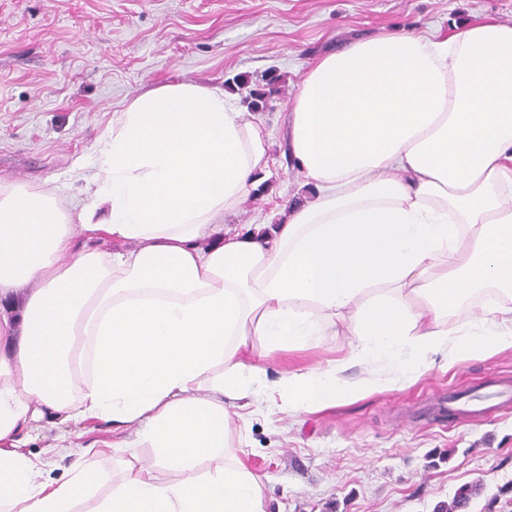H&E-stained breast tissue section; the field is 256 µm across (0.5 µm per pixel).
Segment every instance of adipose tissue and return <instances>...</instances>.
I'll list each match as a JSON object with an SVG mask.
<instances>
[{
	"label": "adipose tissue",
	"mask_w": 512,
	"mask_h": 512,
	"mask_svg": "<svg viewBox=\"0 0 512 512\" xmlns=\"http://www.w3.org/2000/svg\"><path fill=\"white\" fill-rule=\"evenodd\" d=\"M288 130L297 193L238 229L224 219L265 177L270 136L198 84L114 112L86 203L0 180V512H265L226 432L269 353L307 344L320 314L356 343L282 380L297 412L409 386L439 353L512 348V24L352 42L311 67ZM381 356L388 373L348 378ZM48 414L112 423L123 466L63 433L69 468L39 475L23 447ZM144 446L168 479L139 467ZM205 457L220 463L191 478Z\"/></svg>",
	"instance_id": "1"
}]
</instances>
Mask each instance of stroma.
I'll use <instances>...</instances> for the list:
<instances>
[{
  "label": "stroma",
  "instance_id": "35a3bbf8",
  "mask_svg": "<svg viewBox=\"0 0 512 512\" xmlns=\"http://www.w3.org/2000/svg\"><path fill=\"white\" fill-rule=\"evenodd\" d=\"M512 24V0H0V178L85 197L97 168L91 147L122 101L190 82L235 94L271 138L269 172L225 219L259 224L287 203L301 177L286 116L316 60L383 31L452 33L477 17ZM303 348L267 359V386L250 397L227 437L265 483L266 512H436L478 486L468 512H512V404L480 420L431 423L413 412L432 393L512 381V348L432 368L401 390L382 389L314 413L281 407L288 372L347 355L356 339L320 317ZM77 448L111 442L108 422L60 425L45 417L26 446L41 472Z\"/></svg>",
  "mask_w": 512,
  "mask_h": 512
}]
</instances>
